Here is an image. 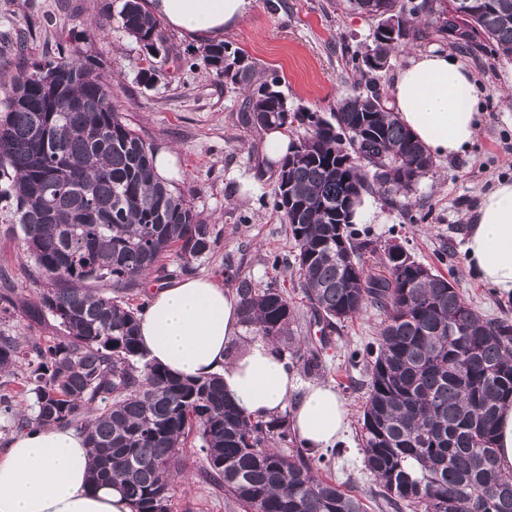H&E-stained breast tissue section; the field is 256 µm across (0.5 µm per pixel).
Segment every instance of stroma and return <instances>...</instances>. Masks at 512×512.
<instances>
[{"label": "stroma", "instance_id": "35a3bbf8", "mask_svg": "<svg viewBox=\"0 0 512 512\" xmlns=\"http://www.w3.org/2000/svg\"><path fill=\"white\" fill-rule=\"evenodd\" d=\"M340 0H255L248 18L224 41L243 51L266 72L277 74L289 106L323 115L338 99L363 82L352 70V54L364 53L372 40L375 20L339 6ZM123 0H0V82L26 61L53 55L59 42L91 39L105 72L114 78V101L131 126L160 149L178 153L181 173L176 185L207 223L221 229L219 247L197 273L235 289L238 278L255 287H275L292 299L298 313L297 336L321 352L325 383L336 388L349 409L353 426L339 446L327 474L364 500L368 512H379L374 477L365 469L360 451L359 422L367 386L365 373L349 369L350 352L375 342L383 319L372 306L339 324L323 339L303 296L287 224L271 207L276 188L273 166L261 149L262 133L237 121L244 90L224 83L204 66H183L180 55L200 48V41L165 28L166 59L156 79L143 83L146 62L139 43L122 26ZM23 33L22 49L8 42ZM447 50L472 72L479 90V130L470 149L436 162L411 196V210L375 195L384 221L361 224V238L377 249L368 259L380 273L379 251L401 245L417 262L455 282L464 300L489 317L512 318V300H503L466 266L467 224L483 195L498 181L512 180V59L492 56L479 43L446 40L410 41L379 73L378 84L390 91L394 76L411 54L432 48ZM29 259L19 238L0 224V268L18 300L38 302L40 286L28 276ZM55 320L30 321L21 311H0V335L17 338L28 349L39 338L54 335ZM197 435L179 450L182 474L172 489L173 512H241L238 503L208 481V464Z\"/></svg>", "mask_w": 512, "mask_h": 512}]
</instances>
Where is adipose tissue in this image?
Here are the masks:
<instances>
[{"mask_svg": "<svg viewBox=\"0 0 512 512\" xmlns=\"http://www.w3.org/2000/svg\"><path fill=\"white\" fill-rule=\"evenodd\" d=\"M255 0H148L152 13L193 38L237 27ZM391 108L437 157L473 143L478 89L462 64L444 51L420 52L396 74ZM464 250L468 266L499 297L512 298V181L485 194ZM140 346L151 362L181 377H222L224 395L244 414L288 415L302 447L319 452L342 443L352 423L336 389L304 385L272 342L243 334L238 300L207 277L154 289L139 315ZM91 450L78 429L60 425L16 435L0 449V512H134L116 485H97Z\"/></svg>", "mask_w": 512, "mask_h": 512, "instance_id": "obj_1", "label": "adipose tissue"}]
</instances>
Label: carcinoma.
I'll return each mask as SVG.
<instances>
[{
    "mask_svg": "<svg viewBox=\"0 0 512 512\" xmlns=\"http://www.w3.org/2000/svg\"><path fill=\"white\" fill-rule=\"evenodd\" d=\"M396 18L371 49L352 59L365 85L324 117L293 109L279 76L260 70L239 50L206 44L184 59L233 86L251 90L241 125L304 127L276 169L272 206L288 225L294 260L314 321L322 330L371 303L383 314L374 346L350 353L368 376L361 441L385 509L400 512H512V475L495 464L499 407L512 401V320L487 318L468 305L448 278L420 276L424 265L399 245L384 250L383 275L366 272L374 252L351 229L343 202L379 190L392 204L409 202L433 158L389 107L375 74L407 39L447 34L485 41L512 57V0H383ZM122 26L156 75L166 36L141 0H124ZM91 45H60L29 62L0 97V224L18 236L33 261L40 301L58 335L31 344L34 359L17 373L21 351L0 336V374L32 396L34 415L14 413V395L0 394V415L19 431L74 425L93 450V476L120 484L136 512H172L170 481L178 448L196 432L208 479L243 512H366L362 501L315 474L326 455L294 448L280 417L243 415L224 399L217 376L181 378L145 360L138 314L125 295L142 276L165 272L176 254L182 272L213 252L221 233L203 220L173 182L153 170L156 148L115 105L112 80ZM112 287V294L101 286ZM242 322L288 351L293 367L323 369L319 352L294 335L295 306L279 288H236Z\"/></svg>",
    "mask_w": 512,
    "mask_h": 512,
    "instance_id": "obj_1",
    "label": "carcinoma"
}]
</instances>
